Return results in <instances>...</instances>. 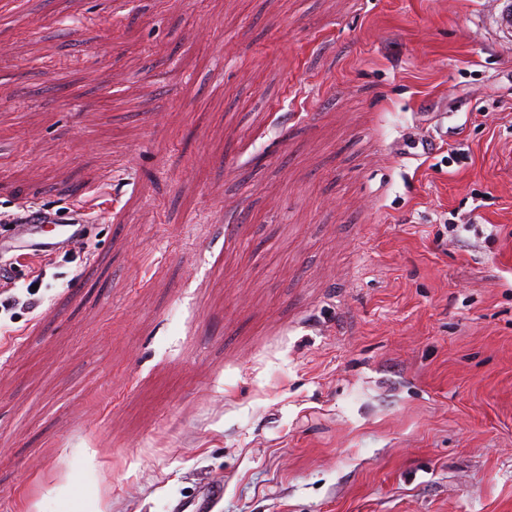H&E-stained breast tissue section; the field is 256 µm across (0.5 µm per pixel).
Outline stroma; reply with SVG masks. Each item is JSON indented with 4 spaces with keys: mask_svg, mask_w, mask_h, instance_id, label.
<instances>
[{
    "mask_svg": "<svg viewBox=\"0 0 512 512\" xmlns=\"http://www.w3.org/2000/svg\"><path fill=\"white\" fill-rule=\"evenodd\" d=\"M0 16V213L83 205L95 257L0 347V512H169L212 478L217 512H512L488 0Z\"/></svg>",
    "mask_w": 512,
    "mask_h": 512,
    "instance_id": "stroma-1",
    "label": "stroma"
}]
</instances>
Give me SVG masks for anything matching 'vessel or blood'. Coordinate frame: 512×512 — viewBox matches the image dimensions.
Listing matches in <instances>:
<instances>
[{"mask_svg": "<svg viewBox=\"0 0 512 512\" xmlns=\"http://www.w3.org/2000/svg\"><path fill=\"white\" fill-rule=\"evenodd\" d=\"M491 15L496 35L512 41V0H491ZM83 228L78 224L63 223L48 209L31 207L25 218L16 224L9 235L0 236V252L24 247L40 253L54 252L59 247L81 241ZM224 497V485L207 481L194 495L178 500L171 512H214Z\"/></svg>", "mask_w": 512, "mask_h": 512, "instance_id": "1", "label": "vessel or blood"}]
</instances>
